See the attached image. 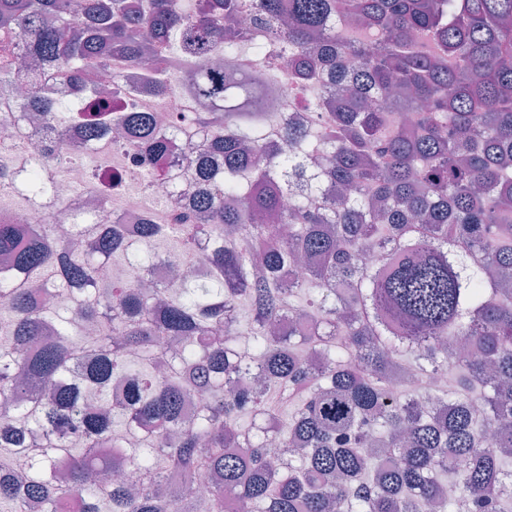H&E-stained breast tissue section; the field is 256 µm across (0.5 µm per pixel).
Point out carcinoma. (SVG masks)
<instances>
[{"instance_id":"1","label":"carcinoma","mask_w":512,"mask_h":512,"mask_svg":"<svg viewBox=\"0 0 512 512\" xmlns=\"http://www.w3.org/2000/svg\"><path fill=\"white\" fill-rule=\"evenodd\" d=\"M248 6L261 41L247 37ZM16 39L87 96L97 69L154 54L202 107L184 134L208 138L189 142L197 174L177 224L154 218L126 238L69 214L72 238L92 240L69 250L51 224L0 223V504L512 512V0H85L78 13L70 0H0V84ZM172 50L192 74L167 72ZM220 53L245 64L220 68ZM272 56L325 109L324 131L283 123ZM21 104L94 139L112 124L106 101L57 112L38 84ZM270 116L286 151L266 142ZM119 125L165 176L172 139L158 119ZM59 160L13 165L44 195ZM161 238L206 273L161 301L134 279L101 281L135 245L136 263L155 266ZM365 249L380 266L361 262ZM302 259L304 275L282 281ZM290 313L310 328L269 335ZM410 368L456 373L436 411L421 387L395 388ZM242 434L247 450L226 452ZM200 473L215 481L205 498L192 492Z\"/></svg>"}]
</instances>
